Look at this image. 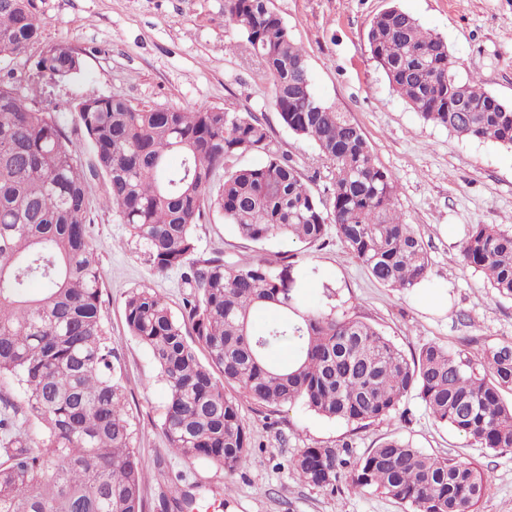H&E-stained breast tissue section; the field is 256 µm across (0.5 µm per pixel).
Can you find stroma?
Here are the masks:
<instances>
[{
	"label": "stroma",
	"mask_w": 512,
	"mask_h": 512,
	"mask_svg": "<svg viewBox=\"0 0 512 512\" xmlns=\"http://www.w3.org/2000/svg\"><path fill=\"white\" fill-rule=\"evenodd\" d=\"M40 45L66 43L83 52L84 72L46 92L59 103L119 95L139 105L181 110L232 106L262 117L274 147L291 160L315 193L328 183L315 146L283 127L270 83L240 47L224 16V0H37ZM294 39L307 51L317 96L362 129L377 164L395 177L398 207L427 247L430 277L452 291L447 312L426 311L417 293L402 294L375 281L344 243L296 246L301 265L314 269L311 299L325 286L340 309L375 324L405 353L435 342L473 356L512 340V300L499 296L483 275L464 267L459 241L470 224H502L512 216V149L464 139L424 122L390 88L370 53L372 18L395 5L448 44L460 78L479 76L486 91L512 105V0H271ZM103 179L86 186L90 237L102 275L103 314L127 392V413L136 429L139 460L149 475L146 512H166L174 496L195 494L200 506L221 503L222 512H407L404 504L367 490L330 492L300 480L288 466L301 449L338 448L358 456L385 438L399 436L441 457L473 461L489 477L478 512H512V452L470 446L434 422L415 397L406 416L391 415L355 430L299 405L272 414L243 403L254 448L250 463L233 480L221 466L169 450L161 424L166 386L148 350L130 335L124 301L134 289L159 291L180 312L186 290L179 270L159 273L130 243L115 210L103 207ZM454 229L444 233V226ZM195 256L216 255L246 265L285 243L240 238L221 214L195 228Z\"/></svg>",
	"instance_id": "1"
}]
</instances>
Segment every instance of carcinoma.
Segmentation results:
<instances>
[{"mask_svg": "<svg viewBox=\"0 0 512 512\" xmlns=\"http://www.w3.org/2000/svg\"><path fill=\"white\" fill-rule=\"evenodd\" d=\"M224 13L270 80L281 124L330 164L323 195L273 147L260 118L227 107L183 111L103 96L98 109L80 113L92 152L83 161L59 120L64 108L45 90L81 76L83 58L69 44L44 47L27 77L0 75V378L16 387L17 401L5 406L41 429L33 447L0 419V512H145L148 475L87 231L91 177L106 180L104 205L152 268L182 270L189 288L178 315L148 287L125 300L131 335L166 385L162 432L173 452L216 463L230 480L251 458L242 399L270 413L299 404L358 430L397 413L411 395L470 445L512 451V405L503 399L512 392V341L475 358L432 342L408 356L375 325L338 311L334 291L311 300L309 271L286 251L241 267L220 256L190 260L196 225L216 211L255 243L311 247L333 230L377 282L399 291L429 279L432 266L399 215L396 179L359 126L318 99L306 51L270 0H224ZM39 37L36 0H0V62L27 56ZM367 42L392 90L424 121L512 147V105L477 77L461 80L441 36L390 6L371 20ZM245 153L259 162L227 166ZM459 252L463 266L512 299V231L469 225ZM262 309L276 318L254 333L251 318ZM279 347L288 358L274 357ZM288 464L309 485L374 489L410 512H475L488 488L475 463L434 457L398 436L353 460L315 446Z\"/></svg>", "mask_w": 512, "mask_h": 512, "instance_id": "cac0c4a2", "label": "carcinoma"}]
</instances>
